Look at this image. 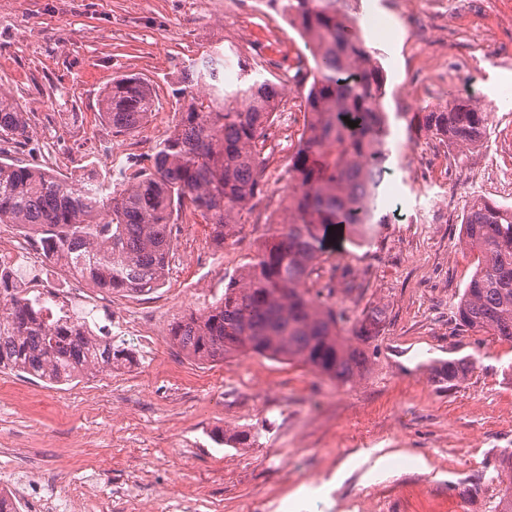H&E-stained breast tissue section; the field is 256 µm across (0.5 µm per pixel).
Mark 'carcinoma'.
Here are the masks:
<instances>
[{
    "mask_svg": "<svg viewBox=\"0 0 512 512\" xmlns=\"http://www.w3.org/2000/svg\"><path fill=\"white\" fill-rule=\"evenodd\" d=\"M307 39L313 65L297 68L308 82L307 120L293 156L287 217L271 226L255 255L224 295L202 312L175 321L169 335L191 357L220 361L255 353L297 362L341 382L365 366L364 353L339 327L336 310L308 280L325 243L342 233L384 224L381 177L368 159H388L382 99L386 77L367 49L354 16L336 0H279ZM211 55L184 71L190 103L159 142L151 166L122 188L93 177L83 190L63 175L0 154V224L33 238L44 255L93 288L145 295L164 284L173 250V213L189 205L211 225L221 248L242 212L263 192L265 146L284 85L252 69L225 83ZM156 111L152 86L138 77L112 83L100 118L115 135L137 129ZM357 122L351 128L347 120ZM489 113L468 98L413 113L410 126L462 145L483 141ZM27 113L0 94V141L25 133ZM333 231H328V227ZM463 242L477 254L457 306L459 324L512 342V207L476 201L462 222ZM15 290V272L0 269V372L53 385L112 368L122 351L95 336L64 307Z\"/></svg>",
    "mask_w": 512,
    "mask_h": 512,
    "instance_id": "cac0c4a2",
    "label": "carcinoma"
}]
</instances>
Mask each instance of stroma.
I'll list each match as a JSON object with an SVG mask.
<instances>
[{
    "mask_svg": "<svg viewBox=\"0 0 512 512\" xmlns=\"http://www.w3.org/2000/svg\"><path fill=\"white\" fill-rule=\"evenodd\" d=\"M389 33L364 34L387 72L386 221L330 244L311 276L330 290L346 333L380 321L363 374L341 383L258 354L188 357L171 323L221 297L271 225L286 216L290 156L268 146L264 189L222 249L192 208L172 228L164 284L147 295L90 288L76 314L150 307L151 342L113 336L128 359L123 382L69 385L0 373V491L35 508L41 473L82 512H496L512 454V343L463 330L457 305L475 267L461 223L477 199L511 206L490 168H512V0H362ZM433 42L414 41L420 18ZM263 73L294 74L308 51L279 0H0V91L29 115L10 156L121 183L174 129L182 73L212 51ZM148 80L157 110L113 136L103 90ZM491 105L482 143L441 142L409 130L410 113L446 104L463 82ZM462 361L451 385L440 362ZM252 445L231 443L240 432ZM224 435L216 443L215 435Z\"/></svg>",
    "mask_w": 512,
    "mask_h": 512,
    "instance_id": "35a3bbf8",
    "label": "stroma"
}]
</instances>
